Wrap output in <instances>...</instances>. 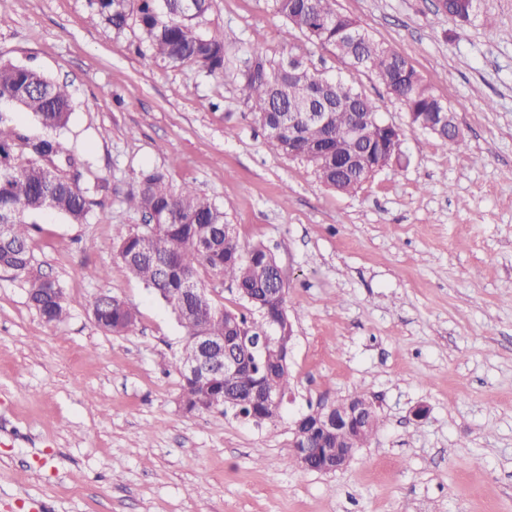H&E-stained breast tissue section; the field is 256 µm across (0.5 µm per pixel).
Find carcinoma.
Listing matches in <instances>:
<instances>
[{
    "mask_svg": "<svg viewBox=\"0 0 512 512\" xmlns=\"http://www.w3.org/2000/svg\"><path fill=\"white\" fill-rule=\"evenodd\" d=\"M270 11L285 21L283 40L288 53L279 57L257 56L243 62L238 88L273 149L309 162L320 181L338 193L349 194L363 186L365 167L393 164L389 132H369L372 149L362 163L346 166L336 147L349 138L357 112L378 113L367 95L340 77H328L305 65L298 51L306 46L332 48L353 69L374 73L386 91L395 92L406 110L426 121L430 113L446 107L423 77L400 54L375 42L350 16L336 9V0H266ZM91 22L105 24L119 35L134 18L154 61L170 67L193 66L210 75L224 74L226 44L224 34L204 29L211 0H92ZM448 15L460 24L472 21L476 12L468 0H448ZM303 44H298L296 38ZM0 221L8 225L9 240L0 244V270L23 277L27 298L46 323H59L68 314V305L59 283L47 275L32 274L34 217L53 211L72 224L86 221L95 198L110 191L103 178L78 180L87 160L69 149L59 136L70 121L73 95L65 82L54 80L25 65L0 62ZM22 112L46 131L29 136L16 123ZM305 112L329 113L328 127L303 125L302 135L291 140L288 126L302 125ZM128 205L144 218V229H119L117 253L135 278L141 280L170 307L186 329L190 341L180 361L191 362L197 351L194 336H222L234 326L244 325L259 337L266 331L267 318L251 304L249 313L235 312L217 305L202 289L199 271L222 278L236 289L257 297L269 288H287L273 274L277 262L262 243L244 246L227 221L224 208L200 195L191 186L175 189L165 172L153 170L139 176V188L126 195ZM200 288L188 304L181 293L187 280ZM92 313L98 326L116 336L128 335L137 326L136 309L110 294L97 297ZM275 346L267 359L244 369L235 377L215 378L202 385L181 376L179 405L186 413H202L212 406V398L223 400L224 411H232L257 424L273 423L281 411L251 413L246 401L254 388L286 397L291 387L288 365H276Z\"/></svg>",
    "mask_w": 512,
    "mask_h": 512,
    "instance_id": "1",
    "label": "carcinoma"
}]
</instances>
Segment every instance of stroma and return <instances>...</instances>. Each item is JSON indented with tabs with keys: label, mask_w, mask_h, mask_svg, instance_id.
<instances>
[{
	"label": "stroma",
	"mask_w": 512,
	"mask_h": 512,
	"mask_svg": "<svg viewBox=\"0 0 512 512\" xmlns=\"http://www.w3.org/2000/svg\"><path fill=\"white\" fill-rule=\"evenodd\" d=\"M336 7L455 109L459 149L314 47L310 68L372 98L408 161L339 194L272 150L236 90L247 55L284 49L265 0H213L217 78L154 64L137 25L91 24L89 0H0V59L70 84L61 137L112 186L85 223L37 220L35 267L63 290L62 322L0 270V512H512V0H483L463 27L434 0ZM154 168L276 257L294 328L277 422L178 406L186 333L115 250L118 228L143 223L124 197ZM103 292L137 309L132 334L95 323ZM355 391L376 408L371 442L333 473L290 464L294 421Z\"/></svg>",
	"instance_id": "stroma-1"
}]
</instances>
